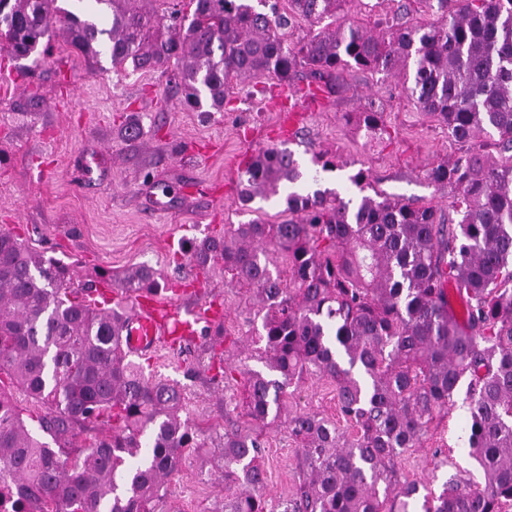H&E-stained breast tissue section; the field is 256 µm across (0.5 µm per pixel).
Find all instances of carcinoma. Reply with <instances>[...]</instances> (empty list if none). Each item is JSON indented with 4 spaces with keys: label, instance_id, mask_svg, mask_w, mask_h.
<instances>
[{
    "label": "carcinoma",
    "instance_id": "1",
    "mask_svg": "<svg viewBox=\"0 0 512 512\" xmlns=\"http://www.w3.org/2000/svg\"><path fill=\"white\" fill-rule=\"evenodd\" d=\"M0 0V50L36 53L56 34L112 69L175 65L180 106L221 110L233 81L288 84L296 71L333 85L349 69L403 76L417 109L448 127L462 154L427 177L452 201L414 207L383 192L352 203L330 189L302 194L292 151H258L240 176L244 203L288 191V219L233 224L192 246L205 274L220 264L256 289L264 369L241 371L240 403L256 422L286 416L304 480L282 512H503L512 503V0H424L438 21L379 20L376 34L325 20L345 0H192L143 12L134 0ZM316 30L295 35L298 21ZM380 108L357 114L368 139L387 135ZM121 291L154 292L155 271L114 277ZM463 302L457 313L448 284ZM68 264L0 230V512H165L185 457L211 464L227 495L212 512H273L264 498L260 435L218 432L183 416L180 386L145 376L130 358L127 306L106 307ZM307 377L336 386L354 435L316 414L288 413L287 389ZM469 379L468 455L483 482L452 478L438 495L398 480L405 449L455 405ZM36 423L33 431L30 423ZM93 425L100 434L80 443Z\"/></svg>",
    "mask_w": 512,
    "mask_h": 512
}]
</instances>
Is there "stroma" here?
Listing matches in <instances>:
<instances>
[{
    "instance_id": "obj_1",
    "label": "stroma",
    "mask_w": 512,
    "mask_h": 512,
    "mask_svg": "<svg viewBox=\"0 0 512 512\" xmlns=\"http://www.w3.org/2000/svg\"><path fill=\"white\" fill-rule=\"evenodd\" d=\"M62 74L54 57L40 65L0 53V227L11 229L29 246L71 265L76 279L96 281L114 272L145 265L156 271L162 298L172 287L197 289L224 304L225 342L214 354L236 369H261L251 288L214 270L202 275L187 250L225 225L259 218L270 224L286 219L283 198L239 201V172L249 157L275 145L278 115L251 82L238 84L223 111L180 108L171 72H114L109 60L92 64L70 55ZM384 107L391 134L368 142L346 115L369 101ZM141 118L139 138L124 136L129 115ZM287 149L294 151L310 189L334 187L344 179L342 196L353 188L348 174L364 168L383 193L416 206L447 208L448 197L426 178L438 161L454 159L458 145L447 127L417 109L394 76L352 70L325 93L321 109L306 113ZM346 162L339 174L322 172L317 153ZM166 188L165 206L153 207L157 188ZM149 375L177 382L185 393V414L203 426L223 427L225 418L240 426L250 421L242 410L225 411L238 397L240 380H214L201 365L200 344L162 347L140 356ZM289 411H306L337 420L336 392L327 379H305L288 398ZM468 405L457 400L449 415L437 417L421 445L405 450L398 477L441 489L453 475L481 480L463 449ZM265 448V495L274 512L298 489L301 450L283 422L261 428ZM189 458L169 485L178 512H211L224 496L217 477L198 473Z\"/></svg>"
}]
</instances>
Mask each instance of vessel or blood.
I'll list each match as a JSON object with an SVG mask.
<instances>
[{"label":"vessel or blood","instance_id":"obj_1","mask_svg":"<svg viewBox=\"0 0 512 512\" xmlns=\"http://www.w3.org/2000/svg\"><path fill=\"white\" fill-rule=\"evenodd\" d=\"M324 102L321 92L312 86L295 90L281 89L277 110L283 137H290L298 123L300 113L319 109ZM132 311L124 325L131 353L143 354L156 346L168 343L173 337L196 338L203 326L220 322L224 309L220 302L206 301L195 310H182L179 302L163 301L157 295L141 293L132 305Z\"/></svg>","mask_w":512,"mask_h":512}]
</instances>
